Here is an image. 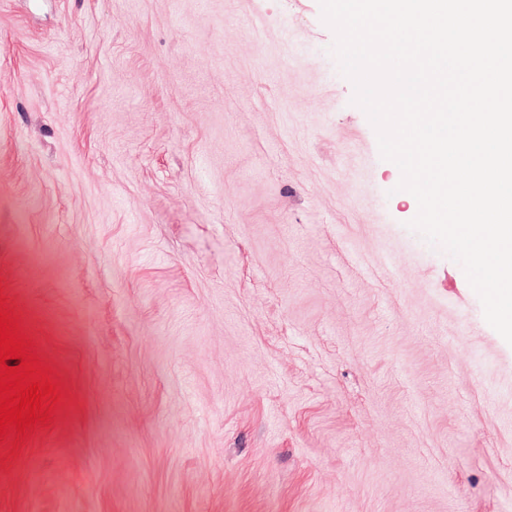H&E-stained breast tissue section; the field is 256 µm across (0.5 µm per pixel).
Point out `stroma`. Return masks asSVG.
<instances>
[{
    "instance_id": "1",
    "label": "stroma",
    "mask_w": 512,
    "mask_h": 512,
    "mask_svg": "<svg viewBox=\"0 0 512 512\" xmlns=\"http://www.w3.org/2000/svg\"><path fill=\"white\" fill-rule=\"evenodd\" d=\"M333 40L318 0H0V295L66 392L0 512H512V345Z\"/></svg>"
}]
</instances>
